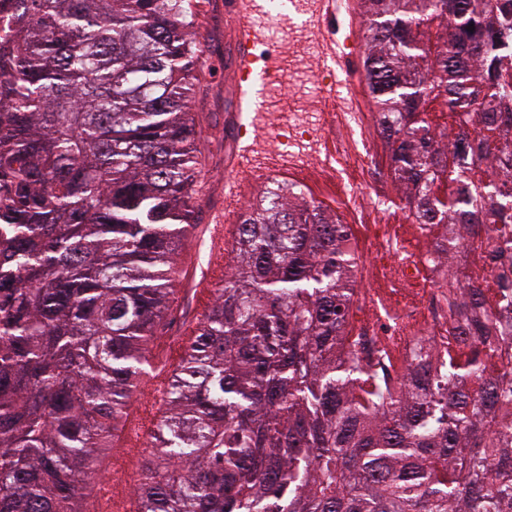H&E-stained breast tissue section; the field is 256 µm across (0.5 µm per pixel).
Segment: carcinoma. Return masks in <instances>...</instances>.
I'll list each match as a JSON object with an SVG mask.
<instances>
[{
	"label": "carcinoma",
	"instance_id": "1",
	"mask_svg": "<svg viewBox=\"0 0 512 512\" xmlns=\"http://www.w3.org/2000/svg\"><path fill=\"white\" fill-rule=\"evenodd\" d=\"M365 79L406 208L512 231V146L493 103L494 26L475 0H363ZM192 0H14L0 42V512H82L170 307L192 214ZM438 24L430 50L423 28ZM474 31H468V26ZM476 113L438 148L427 106ZM475 159L468 174L460 161ZM351 229L322 203L261 195L232 273L171 373L138 512H512V345L474 265L457 342L378 381L347 333ZM512 262V241L489 253Z\"/></svg>",
	"mask_w": 512,
	"mask_h": 512
}]
</instances>
